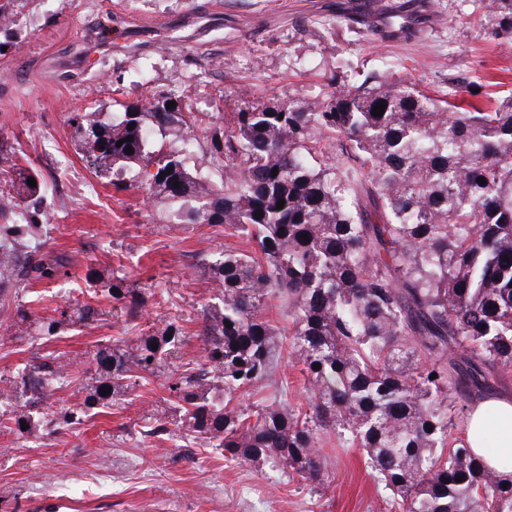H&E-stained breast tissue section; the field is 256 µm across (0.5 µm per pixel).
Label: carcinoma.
<instances>
[{
    "label": "carcinoma",
    "mask_w": 512,
    "mask_h": 512,
    "mask_svg": "<svg viewBox=\"0 0 512 512\" xmlns=\"http://www.w3.org/2000/svg\"><path fill=\"white\" fill-rule=\"evenodd\" d=\"M459 5L512 41V0ZM468 93L437 96L373 71L286 107L232 112L222 128L190 98L162 94L146 104L116 98L120 112L108 121L96 111L73 118L82 155L99 150L96 171L136 170L117 189L166 201L174 223L224 224L257 244L205 265L217 290L201 311L205 362L168 386L185 435L320 485L323 439L334 434L362 451L389 512H512V472L454 435L456 420L512 369V89L492 104ZM202 140L216 152L217 181L185 164ZM16 183L2 216L44 187L23 168ZM29 230L0 224L1 293L19 275L60 276L59 261L23 250ZM107 294L113 310L138 318L145 296L125 278L112 277ZM271 298L288 311L305 411L282 401L231 406L274 369L281 332L265 317ZM185 343L173 320L98 350L100 385L86 408L164 373ZM66 374L50 358L0 377V396L22 392L17 429L42 426L38 406ZM78 420L69 407L52 418L60 429Z\"/></svg>",
    "instance_id": "carcinoma-1"
}]
</instances>
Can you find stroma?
Masks as SVG:
<instances>
[{"label":"stroma","mask_w":512,"mask_h":512,"mask_svg":"<svg viewBox=\"0 0 512 512\" xmlns=\"http://www.w3.org/2000/svg\"><path fill=\"white\" fill-rule=\"evenodd\" d=\"M429 2L435 24L416 20L389 42L356 18L358 0H10L0 27V192H11L19 167L42 173L47 190L40 209L17 208L6 221L35 225L31 250L67 264L58 282L13 284L7 301L27 321L0 320V376L37 354L62 355L69 381L45 409L81 406L93 356L103 338L125 337L124 319L77 323L36 345L30 338L63 308L98 303V289L117 271L149 294L139 326L179 319L187 330L183 358L200 367L198 317L214 294L203 266L240 242L221 225L169 222L166 205L145 201L141 191L115 190L111 174L95 173L82 158L76 113L95 109L111 118L117 88L130 102L157 92L191 97L218 123L242 108L317 95L333 77L359 71L415 78L433 93L512 78L511 43L489 36L456 0ZM106 16L130 44L118 49L103 36ZM49 215L58 221L47 229ZM275 379L239 393V405L274 395L306 406L303 376L289 355ZM167 383L164 376L140 383L80 424L47 425L34 437L16 431L13 401L0 400V512H384L388 492L362 453L333 439L323 447L328 476L317 490L271 464L228 460L179 432L140 443V425L169 412Z\"/></svg>","instance_id":"35a3bbf8"}]
</instances>
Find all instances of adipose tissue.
<instances>
[{
	"instance_id": "obj_1",
	"label": "adipose tissue",
	"mask_w": 512,
	"mask_h": 512,
	"mask_svg": "<svg viewBox=\"0 0 512 512\" xmlns=\"http://www.w3.org/2000/svg\"><path fill=\"white\" fill-rule=\"evenodd\" d=\"M466 436L489 465L501 467L512 461V393L501 392L475 402L465 423Z\"/></svg>"
}]
</instances>
